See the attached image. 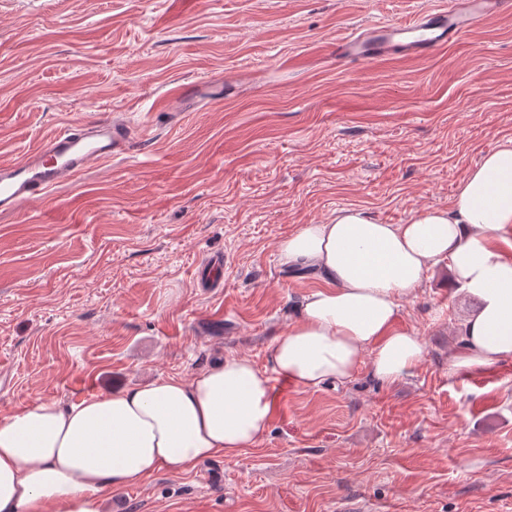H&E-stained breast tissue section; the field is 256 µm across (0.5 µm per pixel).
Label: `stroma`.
Returning a JSON list of instances; mask_svg holds the SVG:
<instances>
[{"label":"stroma","instance_id":"stroma-1","mask_svg":"<svg viewBox=\"0 0 512 512\" xmlns=\"http://www.w3.org/2000/svg\"><path fill=\"white\" fill-rule=\"evenodd\" d=\"M448 0H0V163L72 121L126 122L124 154L0 213V419L234 354L266 366L323 287L278 244L358 208L403 224L448 208L512 142V11L406 59L336 40ZM195 93L178 98L177 88ZM222 256L220 279L199 277ZM474 301L437 264L397 326L414 375L306 391L276 380L267 436L188 475L161 471L105 512H512V361L448 373Z\"/></svg>","mask_w":512,"mask_h":512}]
</instances>
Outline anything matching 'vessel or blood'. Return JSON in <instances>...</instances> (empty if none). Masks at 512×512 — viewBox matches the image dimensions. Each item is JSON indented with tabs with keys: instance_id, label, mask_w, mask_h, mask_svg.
Here are the masks:
<instances>
[{
	"instance_id": "obj_1",
	"label": "vessel or blood",
	"mask_w": 512,
	"mask_h": 512,
	"mask_svg": "<svg viewBox=\"0 0 512 512\" xmlns=\"http://www.w3.org/2000/svg\"><path fill=\"white\" fill-rule=\"evenodd\" d=\"M512 10V0H451L448 8L414 20L370 26L336 43L347 60L389 55L423 57L458 41L480 17ZM129 127L101 118L67 124L17 162L0 165V212H15L97 162L122 154Z\"/></svg>"
}]
</instances>
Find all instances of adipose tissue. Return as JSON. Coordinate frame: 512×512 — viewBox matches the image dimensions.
I'll return each mask as SVG.
<instances>
[{
    "label": "adipose tissue",
    "mask_w": 512,
    "mask_h": 512,
    "mask_svg": "<svg viewBox=\"0 0 512 512\" xmlns=\"http://www.w3.org/2000/svg\"><path fill=\"white\" fill-rule=\"evenodd\" d=\"M512 147L487 154L447 209L404 224H380L343 209L283 238L284 264L312 267L324 287L296 303L272 342L269 368L225 356L191 379H156L63 406L38 400L0 421V512H104L108 492L165 470L193 472L206 459H232L268 434L273 382L304 390L350 381L360 365L390 385L426 357L415 332L398 329L401 299L447 262L453 282L477 303L448 357L449 374L489 371L512 360Z\"/></svg>",
    "instance_id": "ef3b65f1"
}]
</instances>
